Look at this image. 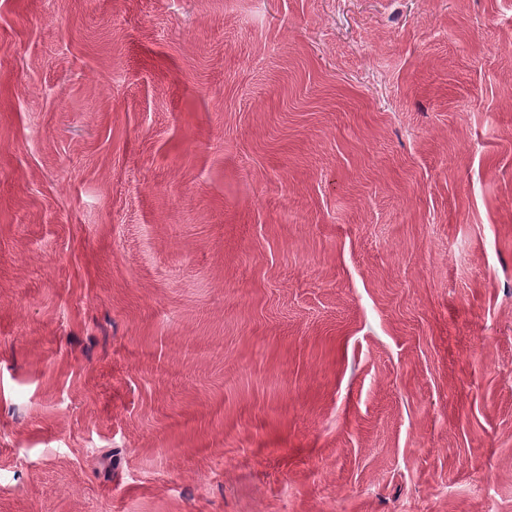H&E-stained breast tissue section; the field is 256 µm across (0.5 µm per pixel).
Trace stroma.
<instances>
[{"label":"stroma","instance_id":"1","mask_svg":"<svg viewBox=\"0 0 512 512\" xmlns=\"http://www.w3.org/2000/svg\"><path fill=\"white\" fill-rule=\"evenodd\" d=\"M512 512V0H0V512Z\"/></svg>","mask_w":512,"mask_h":512}]
</instances>
